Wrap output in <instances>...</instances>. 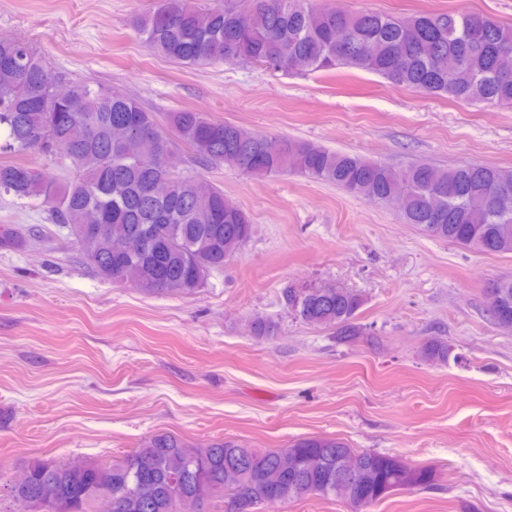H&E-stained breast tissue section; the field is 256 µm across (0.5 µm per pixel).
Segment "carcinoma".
Instances as JSON below:
<instances>
[{"mask_svg": "<svg viewBox=\"0 0 512 512\" xmlns=\"http://www.w3.org/2000/svg\"><path fill=\"white\" fill-rule=\"evenodd\" d=\"M133 27L155 55L186 67L255 63L288 74L347 67L424 94L512 105V28L480 14H330L320 0H220L204 8L193 0H155ZM338 28L349 33L343 46L336 45ZM61 82L31 43L0 41V153L58 155L70 174L58 182L27 163L0 162V194L19 204L41 200L51 221L68 231L85 263L104 279L133 282L148 294L191 293L223 271L251 237L248 215L223 189L200 174L178 171L175 139L201 166L224 163L255 177L295 172L377 204L404 194V223L476 252L512 253V195H501L503 186L512 188V171L472 162L394 169L274 134L245 141L236 125L200 112L177 110L160 119L119 87L74 83L71 95L61 98ZM117 125L143 135L140 154L126 153L113 138ZM91 212L100 216L97 231L87 224ZM134 233L147 236V249L122 267L112 242ZM23 243L12 225L0 226V248ZM493 284L498 295L487 301L488 312L498 327L511 330L512 279ZM280 301L301 322L334 329L341 341L366 335L357 322L364 300L347 288L288 285ZM250 323L258 340L277 331L266 315L256 314ZM422 354L445 362L450 351L431 338ZM344 454L358 456L374 474L356 489L353 512L397 488L425 489L435 481L429 468L357 451L332 437H307L281 449L251 448L232 438L192 448L162 432L121 461L36 460L28 465L32 483L8 494L40 512H95L104 496L120 501L118 512H200L202 500L221 503L219 512H228V504L236 512H260L275 491L288 501L336 496L332 480ZM288 455L300 463L293 474L280 468Z\"/></svg>", "mask_w": 512, "mask_h": 512, "instance_id": "1", "label": "carcinoma"}]
</instances>
